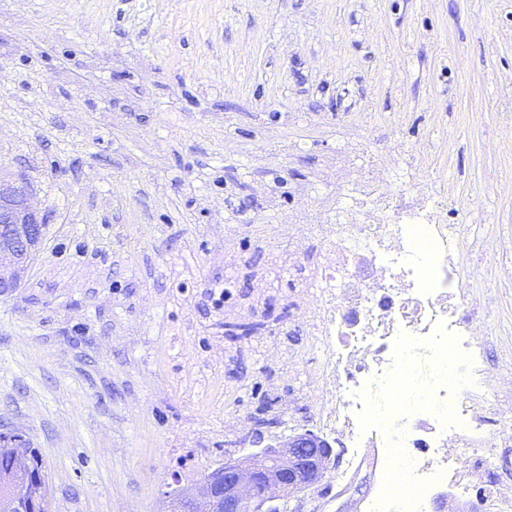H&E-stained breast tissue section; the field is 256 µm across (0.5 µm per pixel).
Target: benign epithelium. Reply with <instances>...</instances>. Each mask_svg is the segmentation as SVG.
Segmentation results:
<instances>
[{"instance_id":"benign-epithelium-1","label":"benign epithelium","mask_w":512,"mask_h":512,"mask_svg":"<svg viewBox=\"0 0 512 512\" xmlns=\"http://www.w3.org/2000/svg\"><path fill=\"white\" fill-rule=\"evenodd\" d=\"M45 224L32 190L20 177L0 175V296L20 287L44 238ZM332 446L312 431L224 462L178 503L177 512H271L283 494L295 496L324 478Z\"/></svg>"}]
</instances>
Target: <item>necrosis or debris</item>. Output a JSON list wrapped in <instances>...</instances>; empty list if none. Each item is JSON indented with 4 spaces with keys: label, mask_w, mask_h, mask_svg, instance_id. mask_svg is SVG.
Returning <instances> with one entry per match:
<instances>
[{
    "label": "necrosis or debris",
    "mask_w": 512,
    "mask_h": 512,
    "mask_svg": "<svg viewBox=\"0 0 512 512\" xmlns=\"http://www.w3.org/2000/svg\"><path fill=\"white\" fill-rule=\"evenodd\" d=\"M355 148L326 162L336 197L317 224L289 225V249L265 246L272 269L287 273L319 353L309 387L311 419L335 442L344 486L366 469L380 482L366 512H445L449 493L475 508L512 512L496 488L512 471V438L496 428L512 418V389L489 375L488 343L476 333L465 212L443 181H425L412 157L395 162L381 185ZM319 253L307 264L306 247ZM430 380L394 403L399 378ZM458 448L480 475L453 467Z\"/></svg>",
    "instance_id": "necrosis-or-debris-1"
}]
</instances>
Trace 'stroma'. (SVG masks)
I'll list each match as a JSON object with an SVG mask.
<instances>
[{
  "label": "stroma",
  "mask_w": 512,
  "mask_h": 512,
  "mask_svg": "<svg viewBox=\"0 0 512 512\" xmlns=\"http://www.w3.org/2000/svg\"><path fill=\"white\" fill-rule=\"evenodd\" d=\"M369 126L377 178L405 152L468 200L476 330L512 388V0H0V172L46 224L0 297V424L41 453L50 512H169L235 441L312 430L307 329L269 323L307 352L283 367L225 342L209 291L253 302L261 236L318 222L313 171ZM229 216L254 227L232 262Z\"/></svg>",
  "instance_id": "35a3bbf8"
}]
</instances>
